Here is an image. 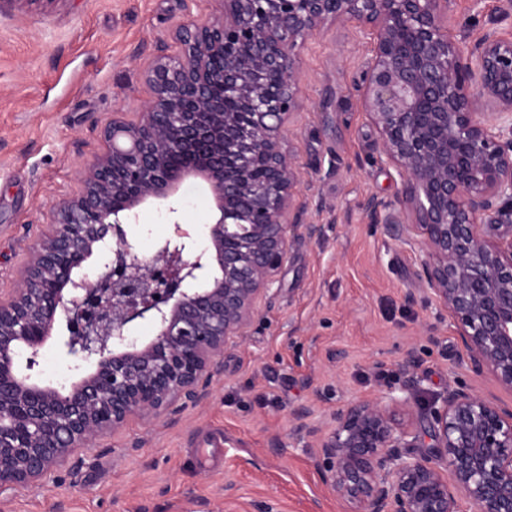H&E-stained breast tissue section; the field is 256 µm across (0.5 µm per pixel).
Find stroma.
Here are the masks:
<instances>
[{"label":"stroma","mask_w":512,"mask_h":512,"mask_svg":"<svg viewBox=\"0 0 512 512\" xmlns=\"http://www.w3.org/2000/svg\"><path fill=\"white\" fill-rule=\"evenodd\" d=\"M499 0H454V33H478ZM219 0H57L39 11L0 0V297L15 288L30 247L57 207L77 196L79 168L107 149L113 113L135 118L151 90L143 70L175 56L172 36ZM302 108L288 135L316 238L300 236L246 336L224 354L204 402L167 418L131 419L76 449L39 489H0V512H351L322 487L312 442L290 416L324 424L357 399L411 395L412 421L465 386L512 405V392L472 371L447 310L422 290L420 246L372 223L368 197L393 199L402 177L375 160L378 133L354 83L371 56L369 35L334 27L298 50ZM178 214L146 204L126 225L140 256L173 233V220L205 245L216 215L207 184L184 182ZM413 369H404L407 357ZM34 375L67 387L80 376L55 340Z\"/></svg>","instance_id":"35a3bbf8"}]
</instances>
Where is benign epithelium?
I'll use <instances>...</instances> for the list:
<instances>
[{
  "mask_svg": "<svg viewBox=\"0 0 512 512\" xmlns=\"http://www.w3.org/2000/svg\"><path fill=\"white\" fill-rule=\"evenodd\" d=\"M453 0H222L190 18L180 56L143 70L153 96L134 120L112 117L108 151L80 168L83 192L59 207L0 299V489L33 488L76 449L129 419L158 421L209 397L230 339L244 336L314 224L287 123L301 108L297 48L330 24L371 35L356 88L378 133L377 158L402 188L366 209L396 241L420 233L424 292L448 310L476 373L512 390V0L474 39L448 27ZM199 177L219 212L203 249L179 221L149 258L124 225L148 202L174 205ZM95 261V278L85 272ZM149 319L140 345L130 324ZM62 351L87 365L69 389L32 370L55 328ZM411 398L362 400L326 428L292 413L315 438L326 489L355 512H512V409L462 387L428 410V429L398 416ZM432 444L427 452L414 453Z\"/></svg>",
  "mask_w": 512,
  "mask_h": 512,
  "instance_id": "obj_1",
  "label": "benign epithelium"
}]
</instances>
